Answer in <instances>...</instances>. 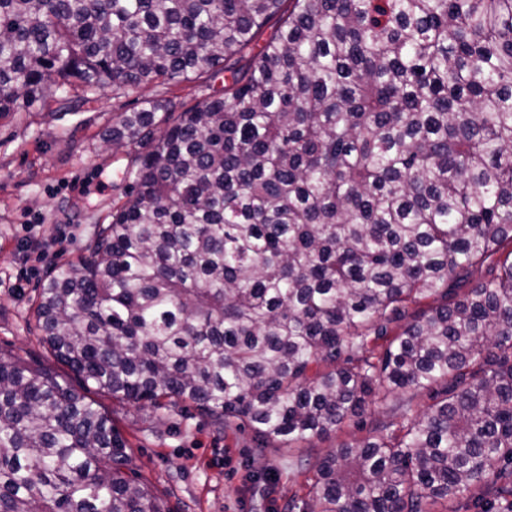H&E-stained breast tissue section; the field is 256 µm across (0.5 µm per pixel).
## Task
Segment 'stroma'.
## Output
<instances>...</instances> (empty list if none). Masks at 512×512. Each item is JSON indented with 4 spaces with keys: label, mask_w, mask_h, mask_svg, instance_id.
Returning a JSON list of instances; mask_svg holds the SVG:
<instances>
[{
    "label": "stroma",
    "mask_w": 512,
    "mask_h": 512,
    "mask_svg": "<svg viewBox=\"0 0 512 512\" xmlns=\"http://www.w3.org/2000/svg\"><path fill=\"white\" fill-rule=\"evenodd\" d=\"M223 75L117 95L34 103L0 116V353L44 367L83 391L81 381L41 340L33 317L40 286L56 266L75 261L97 225L124 200L131 158L107 134L145 100L192 106L222 92ZM126 440L129 473L147 483L168 512H288L303 498L287 448L257 449L251 432L220 429L189 405L165 410L122 404L91 392Z\"/></svg>",
    "instance_id": "35a3bbf8"
}]
</instances>
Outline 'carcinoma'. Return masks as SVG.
<instances>
[{
  "label": "carcinoma",
  "mask_w": 512,
  "mask_h": 512,
  "mask_svg": "<svg viewBox=\"0 0 512 512\" xmlns=\"http://www.w3.org/2000/svg\"><path fill=\"white\" fill-rule=\"evenodd\" d=\"M220 73L112 125L125 200L43 283L44 344L261 450L385 405L300 449L293 510L512 512V0H0V115ZM128 463L98 403L0 353V512H168ZM384 412L385 410L382 407L373 406L363 417L364 423L357 424L356 420L347 422L341 431L332 433L328 437L313 438L310 442L305 443V446L313 445L316 448L329 449L336 447L337 444L343 441L360 439L367 434L371 421L375 418L382 417Z\"/></svg>",
  "instance_id": "carcinoma-1"
}]
</instances>
